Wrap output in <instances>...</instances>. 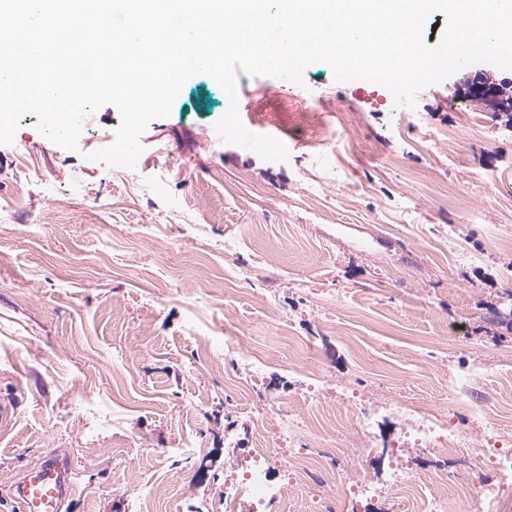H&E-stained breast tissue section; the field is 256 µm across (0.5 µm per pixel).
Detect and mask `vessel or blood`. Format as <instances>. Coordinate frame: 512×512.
Instances as JSON below:
<instances>
[{"label":"vessel or blood","mask_w":512,"mask_h":512,"mask_svg":"<svg viewBox=\"0 0 512 512\" xmlns=\"http://www.w3.org/2000/svg\"><path fill=\"white\" fill-rule=\"evenodd\" d=\"M73 488L70 467L64 457L52 453L23 474L14 496L22 512H62Z\"/></svg>","instance_id":"b4317fda"}]
</instances>
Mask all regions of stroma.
<instances>
[{"mask_svg":"<svg viewBox=\"0 0 512 512\" xmlns=\"http://www.w3.org/2000/svg\"><path fill=\"white\" fill-rule=\"evenodd\" d=\"M239 75L242 114L291 147L266 161L216 137L224 92L184 84L131 168L91 159L120 124L87 116L77 150L26 114L0 145V495L48 453L69 457L65 512H225L224 493L276 415L291 446L372 454L290 497L349 512L347 478L381 485L390 441L406 471L448 469V512H512V482H461L486 426L512 441V109L469 97L467 73L396 105L376 84ZM220 178H212V169ZM229 337L258 350L225 363ZM455 422L466 454L418 445Z\"/></svg>","mask_w":512,"mask_h":512,"instance_id":"obj_1","label":"stroma"}]
</instances>
